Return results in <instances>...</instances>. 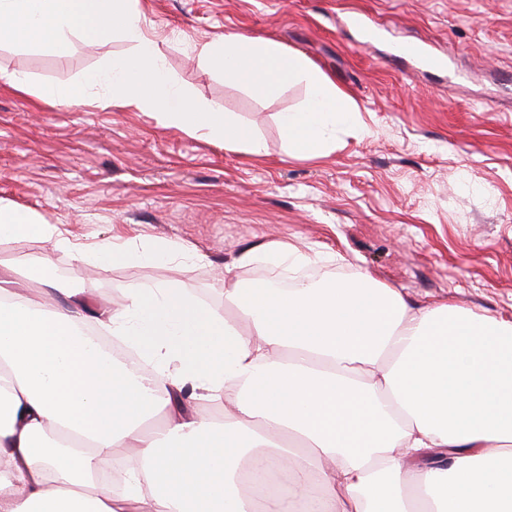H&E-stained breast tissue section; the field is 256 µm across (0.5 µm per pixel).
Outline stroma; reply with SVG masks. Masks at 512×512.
Returning <instances> with one entry per match:
<instances>
[{
	"mask_svg": "<svg viewBox=\"0 0 512 512\" xmlns=\"http://www.w3.org/2000/svg\"><path fill=\"white\" fill-rule=\"evenodd\" d=\"M147 31L193 96L255 125L250 157L130 107L47 103L14 76L70 84L125 50L73 39L62 53L0 47V199L36 211L85 249L162 238L194 260L108 269L35 238L0 242V273L39 294L47 280L90 304L125 289L183 282L227 315L224 267L271 239L307 245L320 279L357 273L422 304L448 302L512 321V0H140ZM377 24L376 39L348 23ZM227 32L277 40L320 67L357 106L366 132H337L331 153L286 155L275 121L304 86L257 100L198 66L193 46ZM428 45L445 72L389 61L398 43ZM46 259L39 272L28 261Z\"/></svg>",
	"mask_w": 512,
	"mask_h": 512,
	"instance_id": "obj_1",
	"label": "stroma"
}]
</instances>
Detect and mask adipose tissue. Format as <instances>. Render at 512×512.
<instances>
[{"label": "adipose tissue", "mask_w": 512, "mask_h": 512, "mask_svg": "<svg viewBox=\"0 0 512 512\" xmlns=\"http://www.w3.org/2000/svg\"><path fill=\"white\" fill-rule=\"evenodd\" d=\"M195 53L258 98L305 86L276 117L292 156H328L357 121L280 42L227 33ZM29 237L84 258L57 225L0 199V241ZM191 256L167 240H106L93 258L109 268ZM260 261L295 272L314 257L277 240L242 250L224 278L241 323L181 282L128 289L109 310L80 288L55 283L38 299L0 276V512H512V322L420 307L363 273L293 288L240 277ZM90 323L154 375L98 349L81 331ZM218 396L219 428L188 404ZM161 410L165 427L146 430ZM121 448L136 449L144 477L118 495L95 475ZM271 457L287 482L264 478Z\"/></svg>", "instance_id": "ef3b65f1"}]
</instances>
